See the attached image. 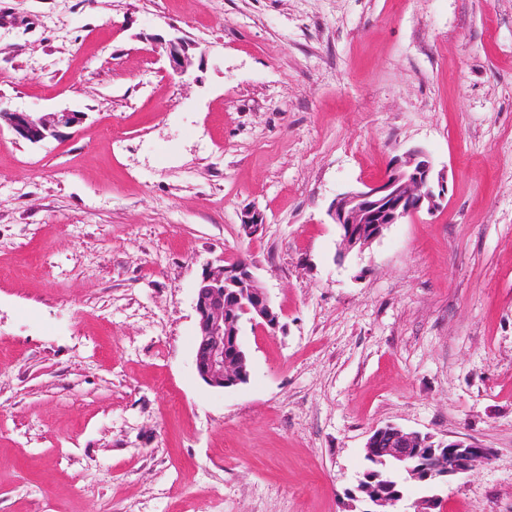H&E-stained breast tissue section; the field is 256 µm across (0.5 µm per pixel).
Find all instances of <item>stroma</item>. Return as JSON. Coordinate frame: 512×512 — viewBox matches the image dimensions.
<instances>
[{"mask_svg":"<svg viewBox=\"0 0 512 512\" xmlns=\"http://www.w3.org/2000/svg\"><path fill=\"white\" fill-rule=\"evenodd\" d=\"M0 105L86 115L0 131V512H348L389 424L493 448L436 512H512V0H0ZM416 146L441 207L339 258L332 200ZM240 257L281 328L213 389ZM163 41L170 74L181 81L185 80L186 76H189L191 61L186 54V47L183 39L173 38L167 42L165 40ZM85 120V113L68 108L34 117L28 112L4 108L0 105V129L4 123L20 140L39 144L56 137L62 129H72ZM194 309L198 327L194 363L198 377L212 388L236 386L239 380L229 381L225 376V344L231 336L238 348L237 339L246 323L275 331L280 325V312L243 258L203 271L195 291ZM235 312L245 315L246 321H241Z\"/></svg>","mask_w":512,"mask_h":512,"instance_id":"1","label":"stroma"}]
</instances>
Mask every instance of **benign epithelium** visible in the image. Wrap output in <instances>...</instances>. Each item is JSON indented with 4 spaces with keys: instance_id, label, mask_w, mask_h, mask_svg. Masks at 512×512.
Wrapping results in <instances>:
<instances>
[{
    "instance_id": "obj_1",
    "label": "benign epithelium",
    "mask_w": 512,
    "mask_h": 512,
    "mask_svg": "<svg viewBox=\"0 0 512 512\" xmlns=\"http://www.w3.org/2000/svg\"><path fill=\"white\" fill-rule=\"evenodd\" d=\"M164 48L170 74L185 80L191 61L183 39H170ZM84 120L85 113L68 108L36 118L28 112L0 106V124L31 144L56 137L61 130L72 129ZM446 192V176L436 170L426 150L415 147L393 157L384 178L342 192L332 201L328 215L336 224L341 253L360 255L380 240L390 225L401 224L423 211L438 210ZM264 223V214L255 208L241 215V224L249 235ZM194 309L198 327L195 370L205 384L217 389L239 383L225 376V344L237 343L247 323L272 332L279 328L281 319L269 293L243 258L227 265H212L203 271L195 291ZM365 454L390 461L391 466L377 476L385 484L396 475L415 480L421 473L436 486L471 474L479 464L493 457L492 449L468 439L436 441L431 436L392 425L373 432L367 440ZM366 502L367 508L362 512H390L396 500L381 493L366 498Z\"/></svg>"
}]
</instances>
